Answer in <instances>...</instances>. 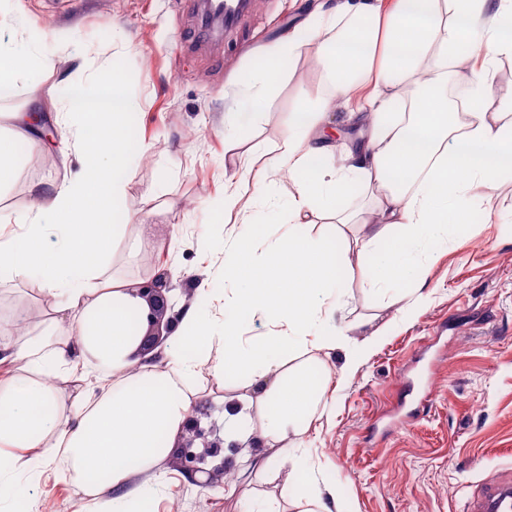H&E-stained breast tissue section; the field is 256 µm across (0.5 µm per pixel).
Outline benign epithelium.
Returning a JSON list of instances; mask_svg holds the SVG:
<instances>
[{
    "label": "benign epithelium",
    "instance_id": "obj_1",
    "mask_svg": "<svg viewBox=\"0 0 512 512\" xmlns=\"http://www.w3.org/2000/svg\"><path fill=\"white\" fill-rule=\"evenodd\" d=\"M234 18L233 13L214 9L211 0L203 2L200 19L204 26L208 28L216 24L226 26ZM137 294L144 297L149 305L146 328L140 347L141 352L147 353L162 343L169 333L172 317L168 316V311L171 309V304L161 280L156 278L140 283ZM207 410V405L203 404L187 418L182 426L183 436L180 437L176 451L180 474L193 479L196 474L203 473L207 475V480L204 482L206 486L212 483V470L206 468L207 459H216L224 453V439L217 436L213 429L201 426V417L207 415Z\"/></svg>",
    "mask_w": 512,
    "mask_h": 512
}]
</instances>
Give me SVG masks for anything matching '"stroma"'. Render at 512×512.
I'll return each mask as SVG.
<instances>
[{"instance_id":"obj_1","label":"stroma","mask_w":512,"mask_h":512,"mask_svg":"<svg viewBox=\"0 0 512 512\" xmlns=\"http://www.w3.org/2000/svg\"><path fill=\"white\" fill-rule=\"evenodd\" d=\"M314 2L256 0L238 22L205 37L198 0H0L17 20V37L31 28L45 34L44 66L0 94V113L55 115L68 83L92 79L106 86L120 79L138 104L127 130L124 216L159 230L134 247L117 242L109 271L162 278L179 295L209 268L211 288L223 292L224 239L245 231L225 219L228 185L251 202L255 223L283 232L264 198L287 197L288 174L263 194L235 175L279 142L298 102L315 96L317 49L294 60L247 134L224 115L240 75ZM71 143L58 123L47 147L19 148L16 174L0 187V212H24L32 186L63 182ZM477 194L491 218L449 229L425 263L419 297L403 301L409 285L401 282L377 298L358 268L348 270L345 314L373 319L381 336L352 376L330 380L331 413L300 441L305 473L287 480L271 465L237 467L231 484L204 488L169 471L141 487L155 512H298L297 499L315 486L341 489L342 512H465L481 480L512 469V179ZM204 237L213 249H200ZM56 305L37 280L0 283L1 322L32 307L48 316ZM246 384L239 374L221 382L196 375L191 385L209 405L206 425L224 430V400ZM65 467L57 456L37 476L13 471L20 493L0 501V512H110L111 498L83 495L63 479Z\"/></svg>"}]
</instances>
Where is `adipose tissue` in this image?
<instances>
[{"instance_id":"ef3b65f1","label":"adipose tissue","mask_w":512,"mask_h":512,"mask_svg":"<svg viewBox=\"0 0 512 512\" xmlns=\"http://www.w3.org/2000/svg\"><path fill=\"white\" fill-rule=\"evenodd\" d=\"M511 21L512 0H392L386 9L376 0H339L332 8L320 2L241 76L238 96L246 105L230 119L244 132L265 111L290 62L311 45L322 54L323 95L300 105L280 143L242 171L259 186L288 173L292 193L272 202L286 216L287 232L269 238L242 214L248 232L224 245L222 274L236 287L214 300L271 325L257 341L244 339L234 317L202 320L197 302L210 295L201 283L195 302L177 301L167 346L139 354L142 334L132 321L147 303L132 284L109 276L106 265L127 232L140 238L155 231L118 221L131 148L126 130L137 104L117 85L108 107L82 90L72 131L78 169L61 184L34 187L32 207L16 218L22 233L0 240V280L34 276L65 299L50 327L24 340L3 341L8 327L0 323V364L12 367L0 382V458L14 455L34 469L64 455L68 479L89 495L112 493L113 512H126V500L141 496L137 477L173 456L199 402L189 381L204 366L218 380L232 372L250 378L249 393L225 403V441L257 439L275 448L282 466L301 469L292 443L328 406L320 370L361 328L336 321L348 248L313 235L312 220L359 223V213H344L338 203L361 184L377 216L370 242H392L385 252L363 253V282L380 292L423 272V256L449 227L470 223L473 189L512 175V122L493 109L487 87L496 59L512 54ZM38 41L32 33L19 45L0 43V91L38 68ZM474 56L481 59L478 105L461 114L448 102V69ZM361 82L371 92L347 119L360 124L374 116V135L349 146L337 165L323 105L348 97ZM79 366L111 376L112 384L83 396L73 415L46 376Z\"/></svg>"}]
</instances>
